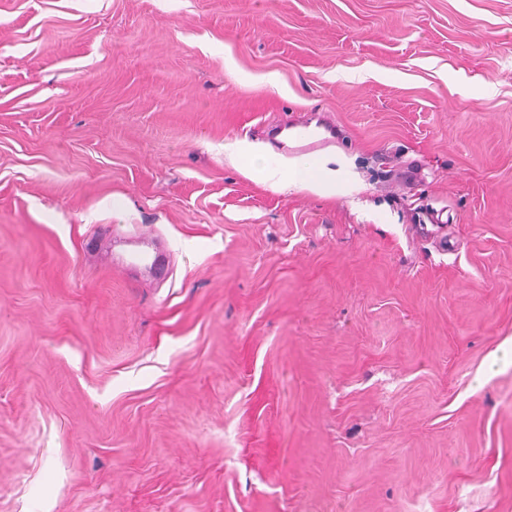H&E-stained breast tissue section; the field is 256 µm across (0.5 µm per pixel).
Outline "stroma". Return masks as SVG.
I'll use <instances>...</instances> for the list:
<instances>
[{
    "mask_svg": "<svg viewBox=\"0 0 512 512\" xmlns=\"http://www.w3.org/2000/svg\"><path fill=\"white\" fill-rule=\"evenodd\" d=\"M509 343L512 0H0V512H512ZM294 142L298 145L291 147V150L305 155L308 170L312 171L319 161L318 151L329 144L331 140L327 137H323L321 134H318L315 136L300 135L294 139ZM327 163L323 164L324 177L315 184L314 189L324 196L350 198L353 206H360V202L354 198L363 191V185L351 176L346 166L336 162L338 168L328 169Z\"/></svg>",
    "mask_w": 512,
    "mask_h": 512,
    "instance_id": "obj_1",
    "label": "stroma"
}]
</instances>
